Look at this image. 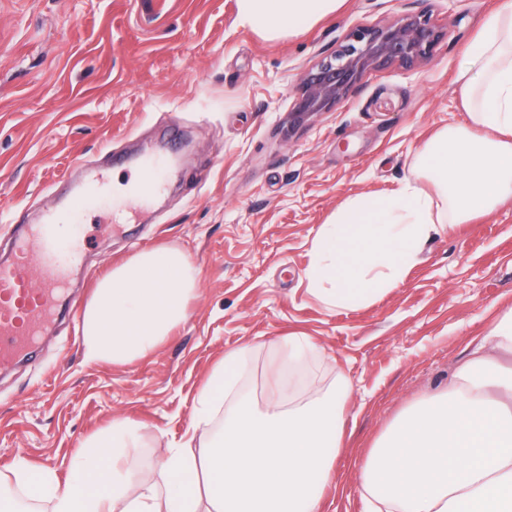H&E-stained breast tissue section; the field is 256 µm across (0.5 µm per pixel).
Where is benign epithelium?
Segmentation results:
<instances>
[{
    "label": "benign epithelium",
    "mask_w": 512,
    "mask_h": 512,
    "mask_svg": "<svg viewBox=\"0 0 512 512\" xmlns=\"http://www.w3.org/2000/svg\"><path fill=\"white\" fill-rule=\"evenodd\" d=\"M438 38L429 17L410 13L388 25L351 32L342 50L305 73L288 125L300 126L311 116L330 111L370 71L391 65L413 66L430 53Z\"/></svg>",
    "instance_id": "7a95c632"
}]
</instances>
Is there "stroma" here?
I'll use <instances>...</instances> for the list:
<instances>
[{
    "label": "stroma",
    "instance_id": "stroma-1",
    "mask_svg": "<svg viewBox=\"0 0 512 512\" xmlns=\"http://www.w3.org/2000/svg\"><path fill=\"white\" fill-rule=\"evenodd\" d=\"M502 2L345 0L271 39L241 24L237 0H0V254L17 223L62 210L85 179H129L137 158L163 166L152 203L121 220L106 197L67 224L82 254L66 269L75 304L0 368V472L22 458L67 480L83 444L123 416L140 425L124 451L131 488L157 480L163 450L193 436L211 372L242 350L237 389L256 404L346 391L322 512H364L371 448L446 389L512 307V199L432 236L396 288L356 308H328L310 286L313 240L349 198L415 179L423 143L466 122L463 51ZM405 13L440 31L428 57L367 73L289 128L308 69L355 29ZM154 246L198 269L187 320L142 358L90 360L79 321L94 282ZM292 335L316 352L292 355Z\"/></svg>",
    "mask_w": 512,
    "mask_h": 512
}]
</instances>
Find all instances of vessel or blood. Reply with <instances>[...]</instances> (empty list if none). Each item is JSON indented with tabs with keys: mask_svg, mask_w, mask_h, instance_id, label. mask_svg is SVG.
Here are the masks:
<instances>
[{
	"mask_svg": "<svg viewBox=\"0 0 512 512\" xmlns=\"http://www.w3.org/2000/svg\"><path fill=\"white\" fill-rule=\"evenodd\" d=\"M101 187L97 180L86 184L77 195L73 216H80L100 202ZM36 246L48 276L42 287H32L25 260L0 262V363L13 359L37 335L51 311L54 284L63 275L66 261L52 246L49 231H42Z\"/></svg>",
	"mask_w": 512,
	"mask_h": 512,
	"instance_id": "1",
	"label": "vessel or blood"
}]
</instances>
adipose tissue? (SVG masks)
Wrapping results in <instances>:
<instances>
[{"label":"adipose tissue","mask_w":512,"mask_h":512,"mask_svg":"<svg viewBox=\"0 0 512 512\" xmlns=\"http://www.w3.org/2000/svg\"><path fill=\"white\" fill-rule=\"evenodd\" d=\"M343 0H238L243 24L269 38L300 33L335 13ZM470 123L439 131L419 150L420 178L385 197L347 200L321 225L308 277L330 308L368 303L405 277L423 242L440 226L490 214L512 197V0L492 13L470 41L459 71ZM198 288L190 256L145 248L113 264L82 315L87 355L126 363L145 356L187 318ZM447 391L398 419L368 455L360 474L365 512H512V394L482 350H512V310L481 339ZM241 352L229 353L199 395L194 430H207L225 401L233 406L217 440L166 449L161 481L129 492L112 471L111 451L134 447V421L116 417L86 443L72 480L19 461L0 485L25 479L51 512H320L322 485L341 447L336 396L255 411L235 399Z\"/></svg>","instance_id":"ef3b65f1"}]
</instances>
